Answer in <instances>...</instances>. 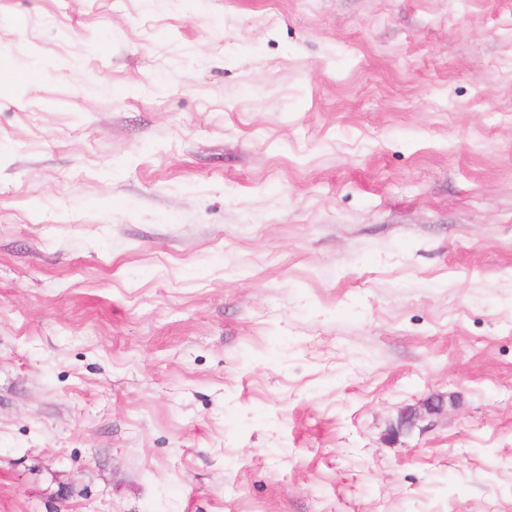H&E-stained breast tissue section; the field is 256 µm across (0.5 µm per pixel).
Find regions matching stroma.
I'll list each match as a JSON object with an SVG mask.
<instances>
[{
    "label": "stroma",
    "instance_id": "stroma-1",
    "mask_svg": "<svg viewBox=\"0 0 512 512\" xmlns=\"http://www.w3.org/2000/svg\"><path fill=\"white\" fill-rule=\"evenodd\" d=\"M0 512H512V0H0Z\"/></svg>",
    "mask_w": 512,
    "mask_h": 512
}]
</instances>
